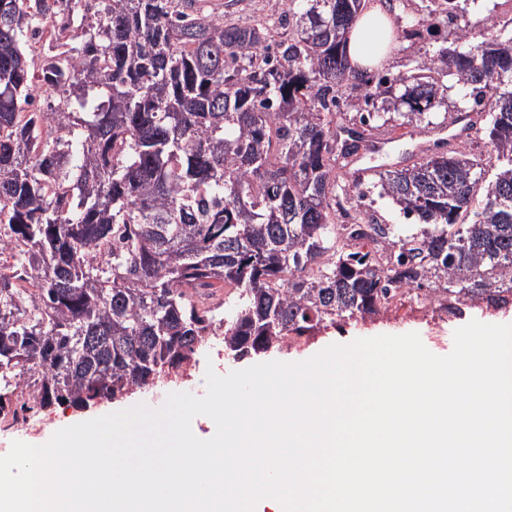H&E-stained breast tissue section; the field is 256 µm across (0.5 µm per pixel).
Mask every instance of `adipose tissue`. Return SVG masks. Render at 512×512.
<instances>
[{"instance_id":"ef3b65f1","label":"adipose tissue","mask_w":512,"mask_h":512,"mask_svg":"<svg viewBox=\"0 0 512 512\" xmlns=\"http://www.w3.org/2000/svg\"><path fill=\"white\" fill-rule=\"evenodd\" d=\"M396 31L397 21L383 0H367L348 35L347 55L351 66L359 71L386 68L392 55L390 39Z\"/></svg>"}]
</instances>
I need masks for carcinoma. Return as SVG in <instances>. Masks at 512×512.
<instances>
[{"label":"carcinoma","instance_id":"1","mask_svg":"<svg viewBox=\"0 0 512 512\" xmlns=\"http://www.w3.org/2000/svg\"><path fill=\"white\" fill-rule=\"evenodd\" d=\"M79 2L0 0V413L22 381L42 408L85 409L187 373L207 317L240 360L384 314L403 283L454 317L512 306V26L491 9L473 33L481 0H424L397 42L417 30L443 46L392 79L350 66L365 0H282L276 37L197 0H99L73 46ZM450 77L480 143L361 190L350 159L377 146L357 127H444ZM48 91L60 102L44 110ZM374 191L418 228L374 222Z\"/></svg>","mask_w":512,"mask_h":512}]
</instances>
